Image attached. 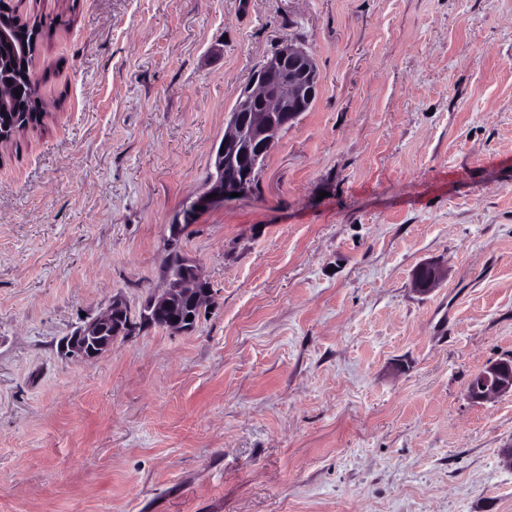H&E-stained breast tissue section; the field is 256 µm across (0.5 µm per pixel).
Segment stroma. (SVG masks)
Instances as JSON below:
<instances>
[{
    "instance_id": "1",
    "label": "stroma",
    "mask_w": 512,
    "mask_h": 512,
    "mask_svg": "<svg viewBox=\"0 0 512 512\" xmlns=\"http://www.w3.org/2000/svg\"><path fill=\"white\" fill-rule=\"evenodd\" d=\"M21 10L53 30L55 109L0 150V512H512V396L467 395L512 357V0ZM285 39L316 99L182 239L210 314L65 355L164 288L168 226ZM444 272L433 263L421 264L415 272V284L418 290L427 292L434 288L442 279ZM124 300L119 296L112 298L111 303L101 314L85 321L67 336L63 343V351L83 362H94L112 348V343L120 337L134 336L142 329L153 327L149 319L126 321L122 312ZM112 325V339L104 338V330Z\"/></svg>"
}]
</instances>
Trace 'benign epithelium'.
I'll return each mask as SVG.
<instances>
[{
	"label": "benign epithelium",
	"mask_w": 512,
	"mask_h": 512,
	"mask_svg": "<svg viewBox=\"0 0 512 512\" xmlns=\"http://www.w3.org/2000/svg\"><path fill=\"white\" fill-rule=\"evenodd\" d=\"M319 84L313 57L305 49L283 40L229 113L224 138L213 153V171L206 190L188 198L181 212L182 219L173 226L175 235H182L204 212L230 200L231 194L245 197L252 192L260 159L272 150L277 136L310 107ZM212 193L215 197L208 198ZM185 266L182 275L167 278L166 287L149 299L153 314L166 319L164 326L172 333L193 330L188 318L172 312L175 300L190 298L200 308L213 300L212 289L199 267L190 261L185 262ZM443 275L437 265L423 263L415 272V284L418 290L427 292ZM124 308L122 298H113L105 311L66 337L63 351L83 362H94L112 348L118 338L133 336L154 326L150 319H124ZM467 394L476 402L512 395V360L500 359L484 366L471 377Z\"/></svg>",
	"instance_id": "7a95c632"
}]
</instances>
